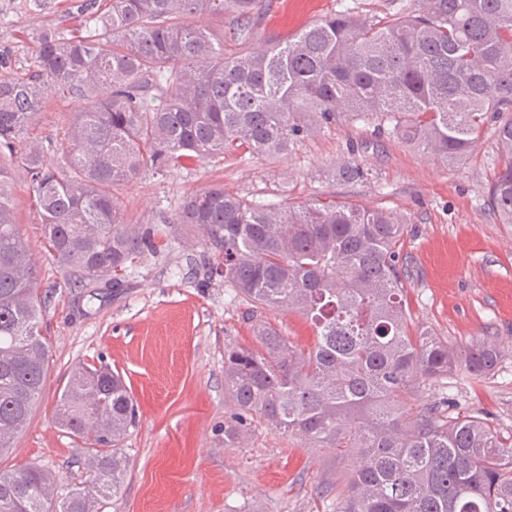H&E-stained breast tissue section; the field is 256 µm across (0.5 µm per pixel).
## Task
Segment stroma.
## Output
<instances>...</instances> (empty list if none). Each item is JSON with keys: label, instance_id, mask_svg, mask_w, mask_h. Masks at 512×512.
I'll return each instance as SVG.
<instances>
[{"label": "stroma", "instance_id": "1", "mask_svg": "<svg viewBox=\"0 0 512 512\" xmlns=\"http://www.w3.org/2000/svg\"><path fill=\"white\" fill-rule=\"evenodd\" d=\"M75 0H0V68L27 72L33 34L72 29L81 21ZM386 23L422 0H258L248 40L233 38L230 15L199 23L223 38L225 55L293 40L306 25L344 8ZM76 106L50 94L31 139L53 152ZM495 126L485 123L474 151L451 164L414 147L388 127L350 115L323 124L284 158L238 150L167 172L147 169L116 189L128 223L164 225L156 253L120 273L121 287L86 288L46 251L32 186L16 169L13 202L20 231L39 267L49 340L47 390L27 429L0 468L40 464L65 479L86 475L83 446L52 421L57 394L71 367L99 361L118 369L138 405V423L122 449L125 483L104 512H336L347 451L314 449L262 423L237 448L224 445L233 408L224 397V347L251 341L249 305L225 285L221 260L199 230L171 224L187 196L223 185L249 200L300 207L344 201L382 208L404 219L401 270L414 325L461 346L489 337L504 356L497 371L470 380L464 369L423 385L412 407L449 400L453 412L478 413L502 435L512 434V224L498 223L488 189L501 158ZM360 165L363 178L338 170Z\"/></svg>", "mask_w": 512, "mask_h": 512}]
</instances>
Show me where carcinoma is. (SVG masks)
<instances>
[{
  "instance_id": "1",
  "label": "carcinoma",
  "mask_w": 512,
  "mask_h": 512,
  "mask_svg": "<svg viewBox=\"0 0 512 512\" xmlns=\"http://www.w3.org/2000/svg\"><path fill=\"white\" fill-rule=\"evenodd\" d=\"M257 0H82L85 28H46L27 74L0 71V456L14 448L46 391L49 345L37 265L17 224L14 166L33 184L44 247L82 279L101 280L156 250L164 230L126 223L112 188L240 148L293 151L311 121L347 112L450 163L476 145L489 115L512 113V0H424L376 25L350 9L295 39L224 57L184 18L227 10L247 39ZM55 90L76 99L49 156L28 131ZM502 166L488 191L512 224V117L497 129ZM174 224L202 231L224 255V281L251 305L255 345L224 346V445L259 421L314 448L356 456L336 512H512V437L476 413L437 405L409 412L406 395L464 363L480 380L501 348L462 350L410 330L398 268L404 224L391 212L330 200L292 209L213 186L187 197ZM295 311L316 329L307 349L261 319ZM137 404L107 365L72 368L55 422L94 461L65 482L31 465L0 470V512H101L126 475L121 445Z\"/></svg>"
}]
</instances>
